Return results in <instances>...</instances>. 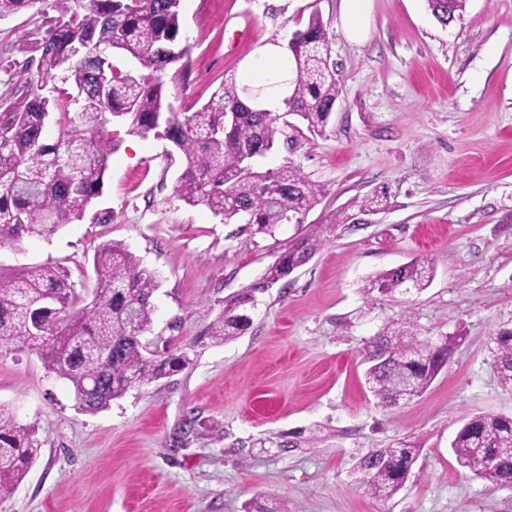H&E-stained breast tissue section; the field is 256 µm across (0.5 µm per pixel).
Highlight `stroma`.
Wrapping results in <instances>:
<instances>
[{"label": "stroma", "mask_w": 512, "mask_h": 512, "mask_svg": "<svg viewBox=\"0 0 512 512\" xmlns=\"http://www.w3.org/2000/svg\"><path fill=\"white\" fill-rule=\"evenodd\" d=\"M327 25L341 94L327 132L278 123L262 169L300 170L319 185L302 225L248 235L173 192L181 159L166 140L119 130L92 218L51 238L0 246V271L56 265L92 298L99 244H123L156 272L141 342L183 355L179 372L79 410L70 384L18 342L0 341V404L40 443L0 512H512V488L476 478L450 449L467 414L512 416L493 369L498 330L512 329V0H467L441 26L426 0H373L370 35L351 44L339 0H182L187 76L170 92L195 111L237 81L263 44H288L312 13ZM60 0L0 20V98L22 83L17 45L60 18ZM388 187L375 223L340 228L308 263L258 284L302 233L352 198ZM428 260V288L367 298L365 279ZM256 288L251 327L224 343L209 327L231 296ZM411 322L420 339L453 338L447 365L408 404L378 405L364 373L376 337ZM300 447L282 448L284 436ZM423 449L389 500L368 495L357 466L372 448Z\"/></svg>", "instance_id": "obj_1"}]
</instances>
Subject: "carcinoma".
Returning a JSON list of instances; mask_svg holds the SVG:
<instances>
[{
	"instance_id": "obj_1",
	"label": "carcinoma",
	"mask_w": 512,
	"mask_h": 512,
	"mask_svg": "<svg viewBox=\"0 0 512 512\" xmlns=\"http://www.w3.org/2000/svg\"><path fill=\"white\" fill-rule=\"evenodd\" d=\"M182 0H66L62 18L44 35L17 44L28 55L26 77L0 99V246L46 238L84 220L101 196L109 158L120 146L113 126L171 143L183 164L174 194L190 206L204 205L228 224L244 221L249 234L272 236L282 224L303 223L321 190L296 169L261 171L258 159L275 145L278 120L293 116L323 135L340 94L331 62L327 24L319 13L293 33L290 90L284 112L258 109L260 92L223 85L194 112H179L169 85L187 75L190 47L181 44ZM444 26L461 19L467 0H427ZM36 0H0V20L34 6ZM63 86H58V83ZM74 92H68L64 85ZM63 125L47 143L51 118ZM392 207L384 189L355 197L329 223L282 252L266 270L269 286L305 265L338 228L360 216ZM96 274L90 303L74 309L78 294L67 270L40 266L0 273V341L34 349L74 390L81 410L95 413L131 388L176 372L185 358L156 359L143 353L141 336L150 327L157 275L118 243L101 244L93 256ZM434 269L412 261L370 276L362 287L372 297L419 293ZM257 288L232 297L213 322L210 335L226 341L251 325ZM494 368L512 387V332L494 337ZM378 358L366 384L383 407L424 394L448 363L450 338L419 340L410 322L386 329L375 343ZM450 448L461 466L494 485L512 487V419L467 416ZM422 451L417 440L401 439L373 448L360 460V483L374 499L391 498L405 484ZM34 432L0 404V499L10 496L37 460Z\"/></svg>"
}]
</instances>
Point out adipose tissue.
Listing matches in <instances>:
<instances>
[{
  "label": "adipose tissue",
  "mask_w": 512,
  "mask_h": 512,
  "mask_svg": "<svg viewBox=\"0 0 512 512\" xmlns=\"http://www.w3.org/2000/svg\"><path fill=\"white\" fill-rule=\"evenodd\" d=\"M291 66L289 53L276 42L263 45L244 69L240 86L262 88V95L256 99L257 107L276 112L288 94V78Z\"/></svg>",
  "instance_id": "obj_1"
}]
</instances>
